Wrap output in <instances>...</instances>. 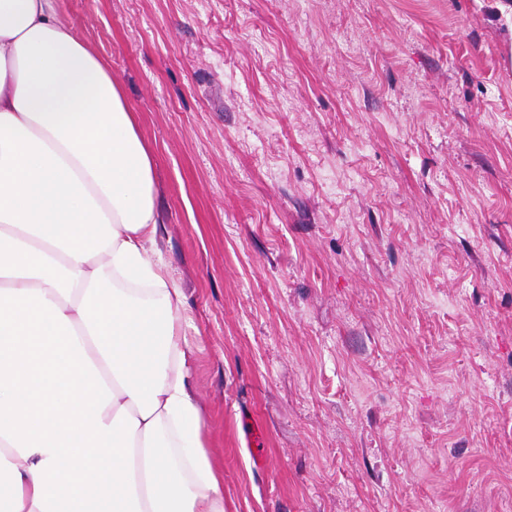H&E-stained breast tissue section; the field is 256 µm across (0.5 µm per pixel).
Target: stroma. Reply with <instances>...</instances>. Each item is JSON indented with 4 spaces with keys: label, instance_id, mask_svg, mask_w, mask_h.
<instances>
[{
    "label": "stroma",
    "instance_id": "35a3bbf8",
    "mask_svg": "<svg viewBox=\"0 0 512 512\" xmlns=\"http://www.w3.org/2000/svg\"><path fill=\"white\" fill-rule=\"evenodd\" d=\"M56 6L152 148L226 512H512L495 0Z\"/></svg>",
    "mask_w": 512,
    "mask_h": 512
}]
</instances>
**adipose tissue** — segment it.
I'll list each match as a JSON object with an SVG mask.
<instances>
[{
	"label": "adipose tissue",
	"mask_w": 512,
	"mask_h": 512,
	"mask_svg": "<svg viewBox=\"0 0 512 512\" xmlns=\"http://www.w3.org/2000/svg\"><path fill=\"white\" fill-rule=\"evenodd\" d=\"M153 155L55 0H0V512H225Z\"/></svg>",
	"instance_id": "1"
}]
</instances>
